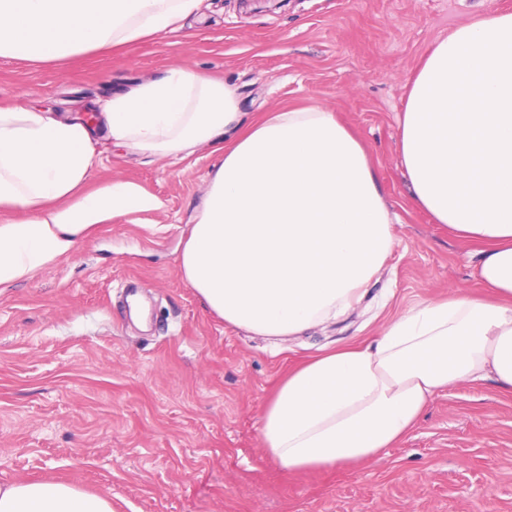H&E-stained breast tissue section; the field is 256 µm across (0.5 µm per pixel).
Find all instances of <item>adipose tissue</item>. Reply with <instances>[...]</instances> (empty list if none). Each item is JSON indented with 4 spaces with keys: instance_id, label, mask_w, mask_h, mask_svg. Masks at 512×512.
I'll use <instances>...</instances> for the list:
<instances>
[{
    "instance_id": "adipose-tissue-1",
    "label": "adipose tissue",
    "mask_w": 512,
    "mask_h": 512,
    "mask_svg": "<svg viewBox=\"0 0 512 512\" xmlns=\"http://www.w3.org/2000/svg\"><path fill=\"white\" fill-rule=\"evenodd\" d=\"M201 0H0V57L30 66L179 29ZM149 157L202 144L224 159L180 257L211 312L296 336L362 300L393 247L363 143L320 105L244 119L235 86L175 63L112 96L98 123L0 104V288L70 257L100 224L161 209L115 178L88 189L99 140ZM399 154L416 205L476 242L484 295L408 308L371 344L321 351L267 403L264 448L291 471L352 465L397 443L438 391L493 379L512 394V13L461 25L414 77ZM0 512H112L107 492L0 484Z\"/></svg>"
}]
</instances>
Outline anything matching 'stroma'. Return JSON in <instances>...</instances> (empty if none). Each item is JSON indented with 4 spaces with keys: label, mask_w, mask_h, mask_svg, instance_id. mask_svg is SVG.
I'll return each mask as SVG.
<instances>
[{
    "label": "stroma",
    "mask_w": 512,
    "mask_h": 512,
    "mask_svg": "<svg viewBox=\"0 0 512 512\" xmlns=\"http://www.w3.org/2000/svg\"><path fill=\"white\" fill-rule=\"evenodd\" d=\"M512 0H206L165 38L35 68L0 57V103L74 114L175 62L236 84L254 115L315 103L367 148L393 250L359 305L299 336L224 323L179 256L219 157L106 151L90 177L163 202L113 219L0 291V484L57 480L109 492L114 512H512V396L493 380L438 393L370 463L285 469L260 439L288 371L320 348L368 342L409 307L478 293L475 243L412 199L398 152L410 84L433 46Z\"/></svg>",
    "instance_id": "1"
}]
</instances>
